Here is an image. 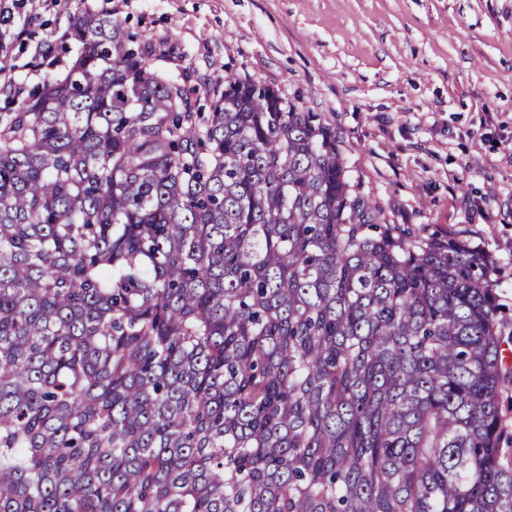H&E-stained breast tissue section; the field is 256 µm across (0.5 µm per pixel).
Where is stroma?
Returning a JSON list of instances; mask_svg holds the SVG:
<instances>
[{"instance_id": "1", "label": "stroma", "mask_w": 512, "mask_h": 512, "mask_svg": "<svg viewBox=\"0 0 512 512\" xmlns=\"http://www.w3.org/2000/svg\"><path fill=\"white\" fill-rule=\"evenodd\" d=\"M85 8L165 43L151 66L200 103L231 77L318 113L382 223L485 253L512 366V0H23L0 21L6 76H53L39 53L67 57Z\"/></svg>"}]
</instances>
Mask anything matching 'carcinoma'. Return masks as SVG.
I'll use <instances>...</instances> for the list:
<instances>
[{"label": "carcinoma", "instance_id": "1", "mask_svg": "<svg viewBox=\"0 0 512 512\" xmlns=\"http://www.w3.org/2000/svg\"><path fill=\"white\" fill-rule=\"evenodd\" d=\"M69 37L0 113V512H512L485 258L274 89Z\"/></svg>", "mask_w": 512, "mask_h": 512}]
</instances>
